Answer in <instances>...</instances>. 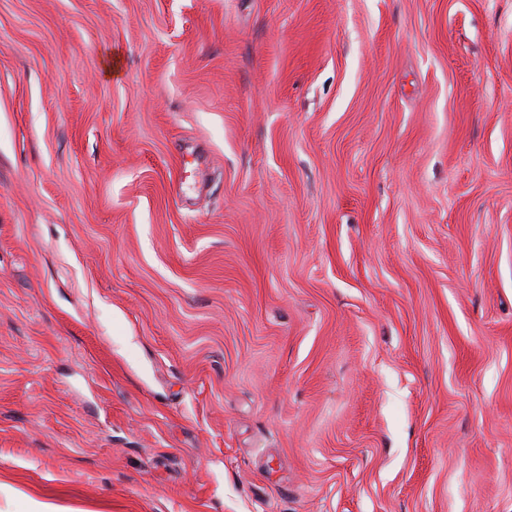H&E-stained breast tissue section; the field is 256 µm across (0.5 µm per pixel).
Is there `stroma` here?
<instances>
[{"label": "stroma", "instance_id": "stroma-1", "mask_svg": "<svg viewBox=\"0 0 512 512\" xmlns=\"http://www.w3.org/2000/svg\"><path fill=\"white\" fill-rule=\"evenodd\" d=\"M0 512H512V0H0Z\"/></svg>", "mask_w": 512, "mask_h": 512}]
</instances>
